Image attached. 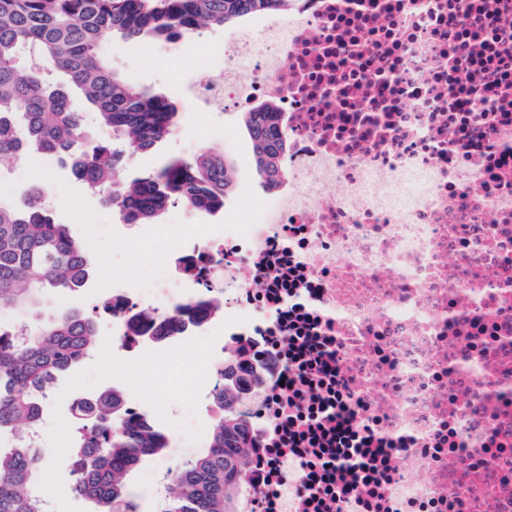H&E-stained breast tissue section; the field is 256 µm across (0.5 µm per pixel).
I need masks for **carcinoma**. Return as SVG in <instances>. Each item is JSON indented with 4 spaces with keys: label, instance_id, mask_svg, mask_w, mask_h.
<instances>
[{
    "label": "carcinoma",
    "instance_id": "1",
    "mask_svg": "<svg viewBox=\"0 0 512 512\" xmlns=\"http://www.w3.org/2000/svg\"><path fill=\"white\" fill-rule=\"evenodd\" d=\"M288 0H0V172L30 154L58 157L71 174L105 196L127 224H151L175 202L199 212L224 207L235 171L224 154L204 149L171 159L126 183L113 180L125 158L156 149L176 125L178 112L164 96L126 83L100 54L119 35L178 42L258 12H286ZM112 129L110 143L90 146L82 111ZM257 174L268 188L287 176L279 112L263 100L242 113ZM92 260L65 224L55 223L45 191L35 182L11 204L0 203V307L36 312L46 293L77 292ZM93 318L74 310L57 314L28 337L0 325V512H48L38 493L44 462L31 445L44 404L60 378L91 354ZM216 386L224 417L208 449L195 454L166 481L158 512H239L248 454L247 424L239 418L245 375L227 373ZM76 424L63 455L73 490L90 512H135L127 475L164 448L150 416L126 422V399L117 389L71 403Z\"/></svg>",
    "mask_w": 512,
    "mask_h": 512
}]
</instances>
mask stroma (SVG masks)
<instances>
[{
    "label": "stroma",
    "instance_id": "1",
    "mask_svg": "<svg viewBox=\"0 0 512 512\" xmlns=\"http://www.w3.org/2000/svg\"><path fill=\"white\" fill-rule=\"evenodd\" d=\"M248 26V21L242 20L202 29L176 44L115 36L103 45L104 55L127 83L162 94L178 111L177 124L169 137L156 151L136 155L120 167L116 182L145 175L164 158H188L204 148L216 149L223 152L236 172L235 189L219 212H196L175 203L167 207L156 223L127 224L55 157L34 155L28 162L0 174L2 202L11 201L32 182H41L47 190L55 221L68 225L72 235L89 249L94 259L86 288L69 296L46 295L41 316L18 309L0 310L1 323L24 321L34 330L45 317L77 310L93 316L100 334L90 357L60 379L54 396L44 407L46 432L40 455L45 463L52 465L53 472L44 479L41 489L52 512H89L90 509L86 501L72 493V477L59 452L62 432L71 418L69 407L74 392L116 388L161 423L177 420L181 412L193 406L197 409L199 429L208 432L213 427V419L197 407L211 388L204 370H196L186 382L176 380L163 369H154L150 377H142L124 353L112 345L106 319L98 305L111 297L113 288L133 290L156 273L158 262L144 244L154 238L159 225H168L169 235L174 239L188 235L196 224H206L220 232L225 224L247 219L248 204L267 201L269 192L256 173L251 141L240 114L226 110L204 112L196 101L198 88L215 82L228 66L222 53L225 38Z\"/></svg>",
    "mask_w": 512,
    "mask_h": 512
}]
</instances>
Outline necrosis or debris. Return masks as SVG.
<instances>
[{
    "instance_id": "4bbe7bcc",
    "label": "necrosis or debris",
    "mask_w": 512,
    "mask_h": 512,
    "mask_svg": "<svg viewBox=\"0 0 512 512\" xmlns=\"http://www.w3.org/2000/svg\"><path fill=\"white\" fill-rule=\"evenodd\" d=\"M203 105L279 109L288 176L257 223L198 225L106 318L165 362L224 305L219 376L261 369L240 512H512V0H290ZM252 71L240 82L236 66Z\"/></svg>"
}]
</instances>
